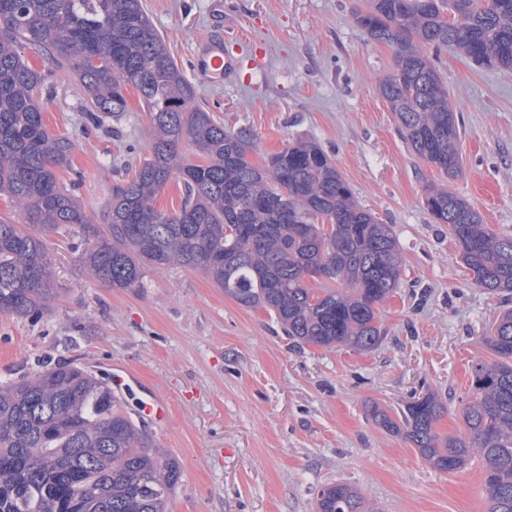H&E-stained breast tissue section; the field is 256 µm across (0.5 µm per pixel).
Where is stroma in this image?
Segmentation results:
<instances>
[{
    "instance_id": "1",
    "label": "stroma",
    "mask_w": 512,
    "mask_h": 512,
    "mask_svg": "<svg viewBox=\"0 0 512 512\" xmlns=\"http://www.w3.org/2000/svg\"><path fill=\"white\" fill-rule=\"evenodd\" d=\"M171 55L196 87L197 105L225 129L254 137V159L299 139L319 144L359 203L391 225L401 284L380 306L382 339L367 352L319 348L285 335L260 308L225 297L203 274L145 269L138 288H113L85 268L91 247L75 228L48 237L57 298L37 319L0 314V384L60 360L137 378L127 409L154 393L166 424L145 429L181 467L168 512H316L317 492L343 483L375 512H485L481 462L430 467L372 409L399 411L431 392L447 406L438 430L463 431L470 368L512 298L478 288L446 225L424 206L442 174L401 139L379 84L387 45L355 22L365 0H145ZM223 51L233 68L199 71ZM439 72L463 119L462 171L448 181L496 233L512 234V69L487 68L448 50ZM109 130L84 133V93L66 77L47 104L49 131L74 143L83 173L76 195L104 227L112 185L151 147L135 90Z\"/></svg>"
}]
</instances>
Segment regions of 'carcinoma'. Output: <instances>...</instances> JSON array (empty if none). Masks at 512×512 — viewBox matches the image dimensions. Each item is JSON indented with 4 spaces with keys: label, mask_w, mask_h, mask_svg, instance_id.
Here are the masks:
<instances>
[{
    "label": "carcinoma",
    "mask_w": 512,
    "mask_h": 512,
    "mask_svg": "<svg viewBox=\"0 0 512 512\" xmlns=\"http://www.w3.org/2000/svg\"><path fill=\"white\" fill-rule=\"evenodd\" d=\"M370 39L393 49L380 93L402 138L452 178L462 121L448 106L436 58L453 47L478 66L512 68V0H368L356 14ZM52 52L36 70L24 49ZM87 97L86 131L127 111L134 88L152 121L151 151L130 179L112 185L108 234L99 235L73 194L82 172L67 137L49 134L43 112L62 74ZM195 89L153 28L142 0H0V195L27 229L0 219V314L34 316L55 299L45 237L78 227L96 242L84 253L96 279L137 288L146 268L199 270L247 308L274 315L288 336L321 348L368 351L381 340L379 305L399 288L402 256L387 224L354 199L332 158L297 142L260 162L253 141L192 106ZM190 144L197 160L179 151ZM69 175V182L61 179ZM182 184L181 207L156 198ZM425 206L460 249L473 283L512 293V235H498L447 186ZM472 365L463 431L437 430L446 406L413 397L385 430L402 434L443 472L483 463L487 512H512V313ZM178 463L154 448L112 387L73 362L0 386V512H166ZM345 484L317 494V512H363Z\"/></svg>",
    "instance_id": "1"
}]
</instances>
